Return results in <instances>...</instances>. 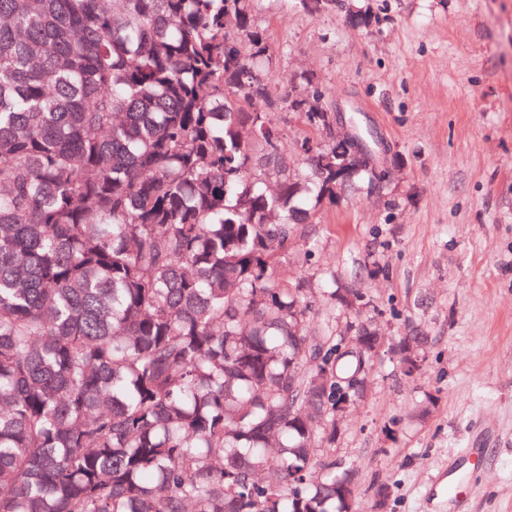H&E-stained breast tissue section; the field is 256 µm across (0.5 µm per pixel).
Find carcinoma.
Listing matches in <instances>:
<instances>
[{
	"instance_id": "1",
	"label": "carcinoma",
	"mask_w": 512,
	"mask_h": 512,
	"mask_svg": "<svg viewBox=\"0 0 512 512\" xmlns=\"http://www.w3.org/2000/svg\"><path fill=\"white\" fill-rule=\"evenodd\" d=\"M268 56L252 0H0V512H347L356 363L275 276L336 142L288 182Z\"/></svg>"
}]
</instances>
